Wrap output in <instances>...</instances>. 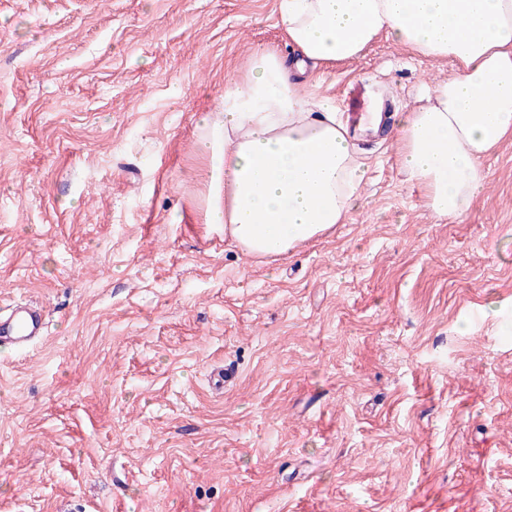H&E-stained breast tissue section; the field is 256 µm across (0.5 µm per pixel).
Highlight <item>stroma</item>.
<instances>
[{
  "label": "stroma",
  "instance_id": "obj_1",
  "mask_svg": "<svg viewBox=\"0 0 512 512\" xmlns=\"http://www.w3.org/2000/svg\"><path fill=\"white\" fill-rule=\"evenodd\" d=\"M278 0H0V512H512V140L461 222L393 137L348 224L255 260L203 221L198 121ZM452 64L321 69L357 117ZM224 369L223 391L212 384ZM44 307L33 302H19L0 311V345L15 352L26 351L38 342L46 331Z\"/></svg>",
  "mask_w": 512,
  "mask_h": 512
}]
</instances>
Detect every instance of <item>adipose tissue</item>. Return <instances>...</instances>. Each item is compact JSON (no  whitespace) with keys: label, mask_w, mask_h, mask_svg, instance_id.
I'll return each instance as SVG.
<instances>
[{"label":"adipose tissue","mask_w":512,"mask_h":512,"mask_svg":"<svg viewBox=\"0 0 512 512\" xmlns=\"http://www.w3.org/2000/svg\"><path fill=\"white\" fill-rule=\"evenodd\" d=\"M278 24L292 57L254 50L201 119L206 223L243 253L276 259L351 221L362 141L382 116L372 106L350 124L315 73L381 37L455 65L395 123L407 181L435 218L463 221L487 183L482 159L512 138V0H278Z\"/></svg>","instance_id":"ef3b65f1"}]
</instances>
